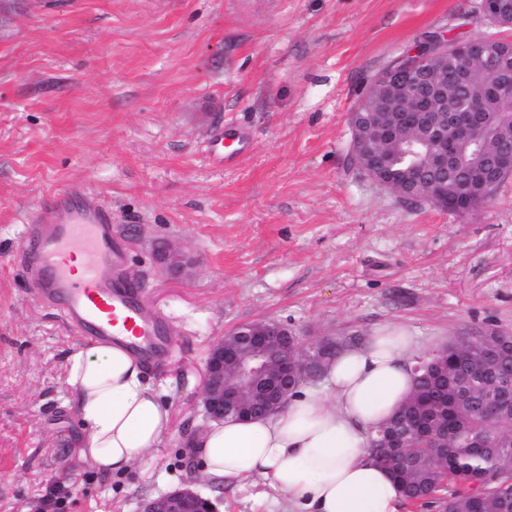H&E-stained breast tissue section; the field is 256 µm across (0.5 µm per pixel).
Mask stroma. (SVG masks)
Here are the masks:
<instances>
[{"label":"stroma","mask_w":512,"mask_h":512,"mask_svg":"<svg viewBox=\"0 0 512 512\" xmlns=\"http://www.w3.org/2000/svg\"><path fill=\"white\" fill-rule=\"evenodd\" d=\"M477 0H0V512H137L194 481L221 512H286L264 481L202 477L187 440L208 351L273 318L302 341L399 324L423 352L512 333V181L454 214L403 207L349 164V117L428 32L494 30ZM512 40V28L495 30ZM250 152L208 160L216 123ZM80 191L112 214L120 268L176 336L153 370L169 432L123 477L90 470L61 386L90 345L34 293L31 220ZM193 260L162 274L155 248Z\"/></svg>","instance_id":"obj_1"}]
</instances>
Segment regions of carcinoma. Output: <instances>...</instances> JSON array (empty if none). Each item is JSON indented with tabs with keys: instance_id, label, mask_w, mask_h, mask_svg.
I'll list each match as a JSON object with an SVG mask.
<instances>
[{
	"instance_id": "1",
	"label": "carcinoma",
	"mask_w": 512,
	"mask_h": 512,
	"mask_svg": "<svg viewBox=\"0 0 512 512\" xmlns=\"http://www.w3.org/2000/svg\"><path fill=\"white\" fill-rule=\"evenodd\" d=\"M478 103L485 112L500 114L501 129L512 127V41L497 40L483 44V58L452 55L448 57V100L445 106L462 112ZM408 104H398L381 94L370 97L364 111L373 118L384 112H401ZM430 132L419 125L395 137L379 134L369 147L368 167L373 171L391 172L403 183L405 197L401 202L418 207L419 193L436 184L448 193L468 196L471 210L486 203L469 174L475 167L487 169L499 165L512 153V138L500 141L498 152L486 155L475 146L459 147L458 160L446 169L431 165L425 159L422 141ZM419 370L414 390L400 411L384 427L397 439L406 427L419 417L429 416L434 424L445 427L453 421V402L467 391L465 410L468 423L465 433L456 436L455 448L448 452V464H438L426 455L410 460L392 456L383 449L374 456L377 463L398 473L405 501L427 503L448 492V483L459 490L450 493L448 512H512V486L498 490L507 481V468L502 461L512 459V415L505 413L491 426L485 419L488 405L485 388L493 372L512 375V351L501 356L495 366L487 368L480 356L470 349L449 354H427L418 360Z\"/></svg>"
}]
</instances>
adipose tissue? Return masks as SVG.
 Listing matches in <instances>:
<instances>
[{
	"label": "adipose tissue",
	"instance_id": "obj_1",
	"mask_svg": "<svg viewBox=\"0 0 512 512\" xmlns=\"http://www.w3.org/2000/svg\"><path fill=\"white\" fill-rule=\"evenodd\" d=\"M418 355L405 327L378 330L339 355L322 388L298 389L283 411L196 431L191 445L201 472L267 480L286 497L289 512H400L399 486L367 446L410 394ZM62 382L73 395L80 454L97 471L124 475L161 445L168 406L126 345L100 341L69 351Z\"/></svg>",
	"mask_w": 512,
	"mask_h": 512
}]
</instances>
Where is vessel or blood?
<instances>
[{
    "label": "vessel or blood",
    "instance_id": "obj_1",
    "mask_svg": "<svg viewBox=\"0 0 512 512\" xmlns=\"http://www.w3.org/2000/svg\"><path fill=\"white\" fill-rule=\"evenodd\" d=\"M248 135L216 126L211 157L227 162L246 153ZM32 274L39 299L58 303L63 319L103 341L125 342L143 360H159L169 346L170 326L145 306L136 286L112 273L121 246L112 236V218L84 205L40 217L31 237Z\"/></svg>",
    "mask_w": 512,
    "mask_h": 512
}]
</instances>
